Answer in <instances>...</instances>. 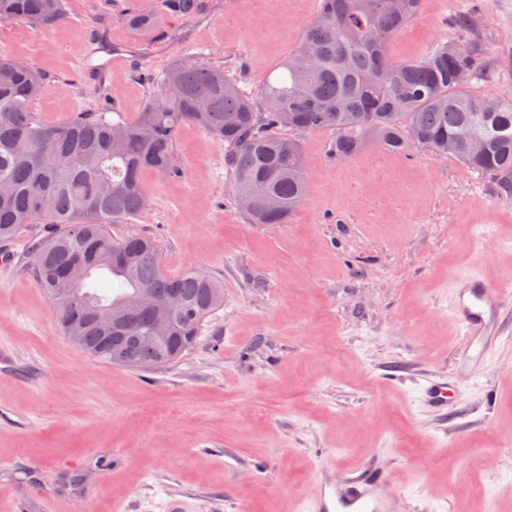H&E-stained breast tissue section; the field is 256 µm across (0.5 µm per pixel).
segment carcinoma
I'll return each mask as SVG.
<instances>
[{"mask_svg": "<svg viewBox=\"0 0 512 512\" xmlns=\"http://www.w3.org/2000/svg\"><path fill=\"white\" fill-rule=\"evenodd\" d=\"M421 0H319L298 46L266 80L258 98L246 95L224 66L195 55L177 60L137 117L111 119V109L76 112L42 123L32 110L47 76L28 61L0 54V240L41 222L48 234L32 245L33 276L48 296L62 333L101 362L142 369L169 363L197 343L207 316L224 305V284L200 271L167 273L154 240L116 239L107 225L136 217L148 200L146 171L180 174L178 130L192 124L224 143L234 199L253 224H286L309 189L302 145L294 132L336 133L331 153L345 162L369 145L394 152L424 147L467 168L496 176L512 190V93L479 96L471 82L490 66L483 52L458 37L420 58L389 54L396 32ZM168 17L190 18L201 0H159ZM67 0H0V23L39 27L65 19ZM152 11L129 16L148 30ZM112 282L109 292L100 280ZM172 293L184 302L175 354L130 338H110L88 308L120 309L137 295L124 332L141 335L150 302Z\"/></svg>", "mask_w": 512, "mask_h": 512, "instance_id": "obj_1", "label": "carcinoma"}]
</instances>
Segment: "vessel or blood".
<instances>
[{
  "label": "vessel or blood",
  "mask_w": 512,
  "mask_h": 512,
  "mask_svg": "<svg viewBox=\"0 0 512 512\" xmlns=\"http://www.w3.org/2000/svg\"><path fill=\"white\" fill-rule=\"evenodd\" d=\"M511 299V290L478 272L456 282L453 320L469 337L476 357H484L494 349L501 305ZM420 401L437 412L447 408V376L427 378ZM395 503L396 490L388 470L378 463L363 462L351 469L325 467L317 491L303 506L306 512H394Z\"/></svg>",
  "instance_id": "1"
}]
</instances>
